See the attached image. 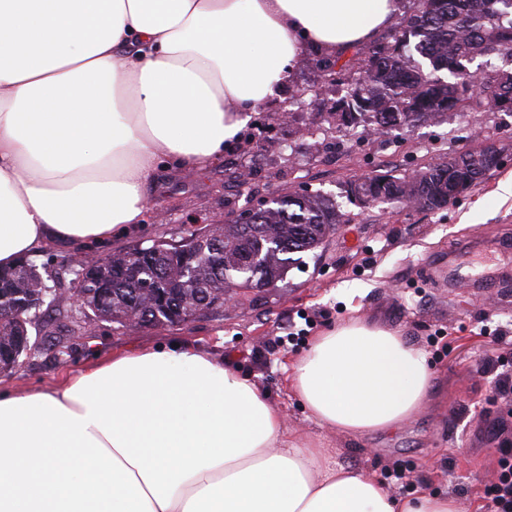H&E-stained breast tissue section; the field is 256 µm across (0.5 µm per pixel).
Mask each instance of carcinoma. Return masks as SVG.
<instances>
[{
	"mask_svg": "<svg viewBox=\"0 0 512 512\" xmlns=\"http://www.w3.org/2000/svg\"><path fill=\"white\" fill-rule=\"evenodd\" d=\"M401 35L394 44H377L364 59V76L349 99L328 108L327 117L341 125L372 116L373 131L389 134L396 119L404 128L471 102L489 111L512 112V73L483 71L476 75L463 61L480 55L512 60V0H411ZM490 171L486 149L430 162L401 176L388 170L351 184L367 206L398 203L423 211L448 206V186L463 182L472 188ZM353 221L336 201L320 194L288 191L256 209L250 229L231 217L218 242L224 266L193 260L210 247V233L192 232L172 243L161 238L134 250L119 249L83 285L64 287L52 272L27 259L7 273L0 272V374H10L32 349L28 325L50 311L67 306V294L77 288L87 310L100 320L126 326L137 305L145 304L143 289L153 282L181 295V312L159 307L152 327L174 324L194 307L197 294L207 292L206 309L224 305L225 281L235 272L234 292L242 298L253 283L277 285L299 263L296 253L314 251L340 224Z\"/></svg>",
	"mask_w": 512,
	"mask_h": 512,
	"instance_id": "1",
	"label": "carcinoma"
}]
</instances>
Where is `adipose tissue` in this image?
Wrapping results in <instances>:
<instances>
[{"label":"adipose tissue","instance_id":"obj_1","mask_svg":"<svg viewBox=\"0 0 512 512\" xmlns=\"http://www.w3.org/2000/svg\"><path fill=\"white\" fill-rule=\"evenodd\" d=\"M399 0H0V269L141 224L161 160L204 169L293 75ZM434 374L402 332L349 321L288 385L317 424L392 434ZM288 429L250 378L187 346L116 352L62 384L0 387V512H461L397 497Z\"/></svg>","mask_w":512,"mask_h":512}]
</instances>
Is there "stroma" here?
Listing matches in <instances>:
<instances>
[{
    "instance_id": "obj_1",
    "label": "stroma",
    "mask_w": 512,
    "mask_h": 512,
    "mask_svg": "<svg viewBox=\"0 0 512 512\" xmlns=\"http://www.w3.org/2000/svg\"><path fill=\"white\" fill-rule=\"evenodd\" d=\"M348 51L328 94H316L323 52L306 48L278 95L253 112L243 137L204 170L159 164L148 187L155 211L129 235L92 246L105 257L163 238L178 241L207 231L228 213L257 206L291 189L321 193L354 214L352 223L302 255L278 287L254 301L227 304L180 326L122 327L97 322L74 333L70 313L53 314L57 335L43 322L29 336L35 348L0 385L26 391L57 384L117 351L180 343L230 361L255 381L299 435H324L341 465L375 473L396 495L455 496L461 512H476L485 484L496 480L500 449L512 448V398L494 388L477 362L512 367V197L498 186L512 176V112H451L385 136L351 143L322 123L324 106L344 97L363 71ZM293 103L294 117L279 108ZM502 161L466 197L442 210L363 206L349 195L357 178L429 162L484 146ZM361 319L400 330L426 352L438 392L395 434L348 438L323 432L285 386L284 367L315 336Z\"/></svg>"
}]
</instances>
